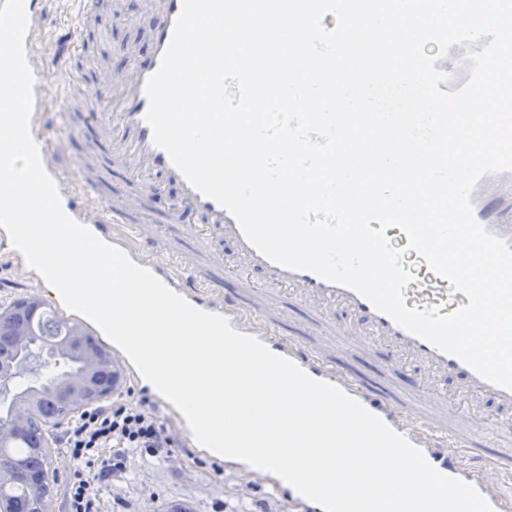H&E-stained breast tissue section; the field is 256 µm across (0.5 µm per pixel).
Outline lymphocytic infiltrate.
Here are the masks:
<instances>
[{"mask_svg": "<svg viewBox=\"0 0 512 512\" xmlns=\"http://www.w3.org/2000/svg\"><path fill=\"white\" fill-rule=\"evenodd\" d=\"M62 445L69 467L64 512H100L103 482L125 475L137 452L170 455L174 438L144 401L126 393L77 414Z\"/></svg>", "mask_w": 512, "mask_h": 512, "instance_id": "f902f5d3", "label": "lymphocytic infiltrate"}]
</instances>
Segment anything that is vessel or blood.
<instances>
[{
	"instance_id": "1",
	"label": "vessel or blood",
	"mask_w": 512,
	"mask_h": 512,
	"mask_svg": "<svg viewBox=\"0 0 512 512\" xmlns=\"http://www.w3.org/2000/svg\"><path fill=\"white\" fill-rule=\"evenodd\" d=\"M37 2L23 0L29 21L24 49L29 57L40 20ZM181 5L182 0H147L141 24L150 51L131 53L120 76H105L97 90L104 102L101 111H87L88 93L75 85L74 62L85 49L84 40L71 43L60 59L66 75V111L46 113V76L41 67H33L30 131L63 211L102 240L114 239L113 225H123L126 238L140 245L131 259L191 306L223 315L233 329L259 339L311 378L340 387L419 448L436 471L469 482L494 512H507L512 500L485 481L484 470L491 460L512 473V390L485 381L458 357L410 334L356 292L313 272L271 262L244 237L235 217L193 189L168 154L154 145L145 121L149 100L144 83L160 65ZM425 51L437 55V69L450 75L446 90H457L468 81L465 46H452L443 56L433 44ZM79 124L93 130L96 138L67 165L53 156L50 143L58 134L71 138ZM168 183L179 187L178 198L157 220H149L153 203ZM471 201L477 222L512 246V173L484 176ZM162 224L181 225L183 238L196 247L194 254L184 253L159 232ZM386 235L393 247L406 248L408 239L399 228H388ZM227 241L233 244L229 254L222 248ZM227 265L240 275L233 290L224 289L219 280ZM403 266L414 275L404 291L407 307L434 305L446 315L467 304V297L452 292L449 282L416 252L407 250ZM254 270L264 274V285L250 283L248 274ZM394 370L414 377V391L395 386L390 376ZM487 402L497 413L486 434L471 420ZM225 468L233 474L252 473L287 503L290 512H323L266 471L232 458L226 459Z\"/></svg>"
}]
</instances>
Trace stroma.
I'll list each match as a JSON object with an SVG mask.
<instances>
[{"label":"stroma","instance_id":"obj_1","mask_svg":"<svg viewBox=\"0 0 512 512\" xmlns=\"http://www.w3.org/2000/svg\"><path fill=\"white\" fill-rule=\"evenodd\" d=\"M142 9L143 0H98L103 36L89 44L84 72L88 85L97 84L103 73L120 71L130 49L147 51L146 37L136 24ZM80 37L75 0H47L35 39V60L47 77V111L63 108L64 77L57 61ZM160 420L176 440L171 456L136 455L128 473L104 487L103 512H166L172 503L191 512H286V504L257 481L226 473L223 458L193 447L174 418L164 414Z\"/></svg>","mask_w":512,"mask_h":512}]
</instances>
